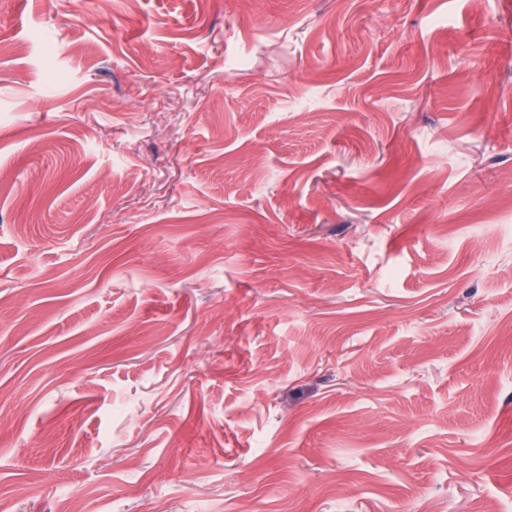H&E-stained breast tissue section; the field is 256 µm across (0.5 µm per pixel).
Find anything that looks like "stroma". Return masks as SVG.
Masks as SVG:
<instances>
[{"label": "stroma", "mask_w": 512, "mask_h": 512, "mask_svg": "<svg viewBox=\"0 0 512 512\" xmlns=\"http://www.w3.org/2000/svg\"><path fill=\"white\" fill-rule=\"evenodd\" d=\"M0 43V512H512V0Z\"/></svg>", "instance_id": "1"}]
</instances>
